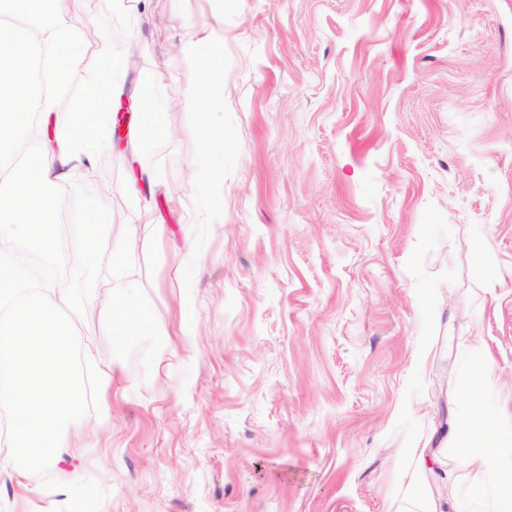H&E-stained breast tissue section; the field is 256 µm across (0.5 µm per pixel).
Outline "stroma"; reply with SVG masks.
I'll list each match as a JSON object with an SVG mask.
<instances>
[{
    "label": "stroma",
    "instance_id": "1",
    "mask_svg": "<svg viewBox=\"0 0 512 512\" xmlns=\"http://www.w3.org/2000/svg\"><path fill=\"white\" fill-rule=\"evenodd\" d=\"M121 4L137 114L72 179L108 208L106 247L136 241L148 332L115 341L103 268L73 323L95 367L123 363L112 416L66 427L61 489L0 472V512H53L85 479L101 512H409L453 483L449 512H475L452 446L477 359L512 422V0ZM105 11L66 18L85 36ZM192 28L223 37L221 152L181 104ZM96 57L85 36L78 77Z\"/></svg>",
    "mask_w": 512,
    "mask_h": 512
}]
</instances>
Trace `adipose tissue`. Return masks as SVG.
<instances>
[{
  "label": "adipose tissue",
  "instance_id": "obj_1",
  "mask_svg": "<svg viewBox=\"0 0 512 512\" xmlns=\"http://www.w3.org/2000/svg\"><path fill=\"white\" fill-rule=\"evenodd\" d=\"M212 39L210 33L192 30L183 45L188 79L183 104L193 111L200 142L207 149L216 140V130L210 113L202 109L201 103L209 97H222L223 90L213 78L210 61L197 56L195 48ZM110 261L113 285L104 310L113 335L123 339L145 331L149 311L134 293L131 249L113 248ZM487 371L488 364L484 361L469 371V410L458 422L460 434L455 453L461 469L470 477L474 491L484 492L488 480H495L492 512H512V441L505 436L506 422L485 403L483 383Z\"/></svg>",
  "mask_w": 512,
  "mask_h": 512
}]
</instances>
